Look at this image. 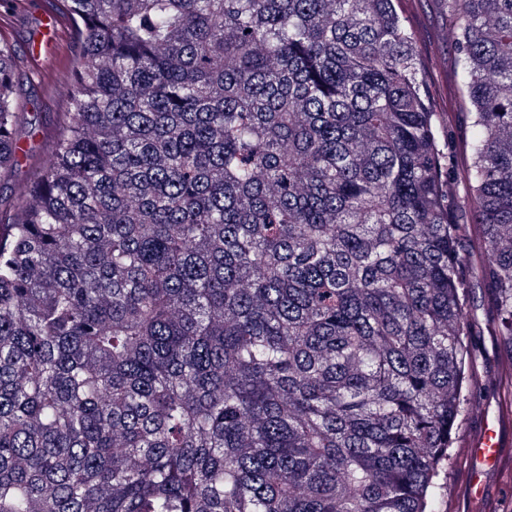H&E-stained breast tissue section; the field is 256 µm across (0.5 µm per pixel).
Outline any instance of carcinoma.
Segmentation results:
<instances>
[{
	"label": "carcinoma",
	"instance_id": "1",
	"mask_svg": "<svg viewBox=\"0 0 512 512\" xmlns=\"http://www.w3.org/2000/svg\"><path fill=\"white\" fill-rule=\"evenodd\" d=\"M59 2L71 111L0 199V512H442L476 286L512 345V0H441L460 159L406 0ZM20 108L0 42V176Z\"/></svg>",
	"mask_w": 512,
	"mask_h": 512
}]
</instances>
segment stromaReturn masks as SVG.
Listing matches in <instances>:
<instances>
[{"instance_id": "stroma-1", "label": "stroma", "mask_w": 512, "mask_h": 512, "mask_svg": "<svg viewBox=\"0 0 512 512\" xmlns=\"http://www.w3.org/2000/svg\"><path fill=\"white\" fill-rule=\"evenodd\" d=\"M409 14L415 25L419 44L432 87L433 111L450 114L448 136L440 140L441 150L460 143L465 134V107L456 86L457 52L454 29L448 24L439 0H410ZM0 41L13 52L21 78L23 109L28 122L19 127L16 137L23 149L19 163L7 178L0 180V197L14 194L26 182L32 166L47 155L63 112L69 111L67 90L75 79L80 52L72 27H65L57 44H46L41 18L33 7L18 9L0 20ZM43 51L55 61L50 79L37 78L31 71L33 52ZM489 317H481L472 339L475 359L470 398L479 404L480 412L469 414L454 448V460L448 482L450 494L444 512H485L486 506L501 500H512V430L504 431L503 460L499 468H483L480 478L486 488L484 499L470 496L469 478L474 465L472 443L480 436L486 419L501 409L504 391L498 384L502 364L500 339L491 333Z\"/></svg>"}]
</instances>
